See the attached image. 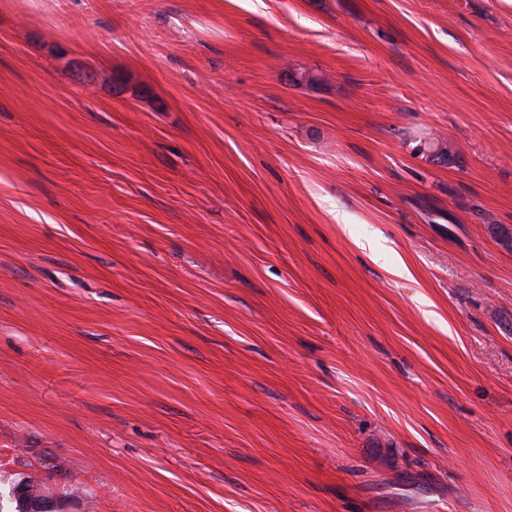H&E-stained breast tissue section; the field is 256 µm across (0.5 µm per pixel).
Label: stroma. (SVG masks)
Listing matches in <instances>:
<instances>
[{"instance_id": "35a3bbf8", "label": "stroma", "mask_w": 512, "mask_h": 512, "mask_svg": "<svg viewBox=\"0 0 512 512\" xmlns=\"http://www.w3.org/2000/svg\"><path fill=\"white\" fill-rule=\"evenodd\" d=\"M503 229L512 0H0V489L512 512Z\"/></svg>"}]
</instances>
